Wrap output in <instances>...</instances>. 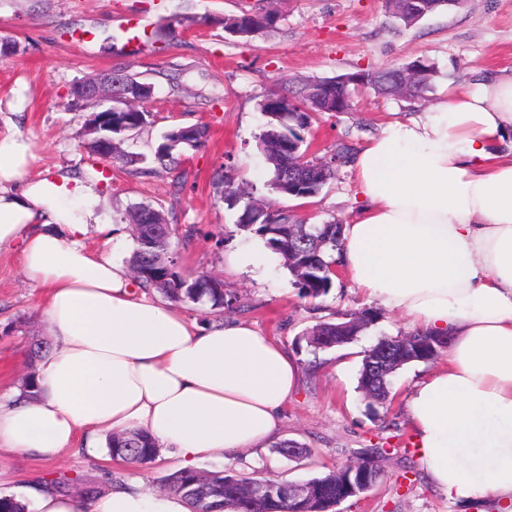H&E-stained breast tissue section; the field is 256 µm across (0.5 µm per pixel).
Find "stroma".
<instances>
[{"mask_svg":"<svg viewBox=\"0 0 512 512\" xmlns=\"http://www.w3.org/2000/svg\"><path fill=\"white\" fill-rule=\"evenodd\" d=\"M255 0H0V40L17 42L16 53L0 54V125L11 122L28 138L35 160L31 178L50 175L68 182L94 181L105 222L120 227L113 254L128 260L134 247L126 220L129 207L163 208L169 223L190 226L188 246L173 245L177 270L208 272L224 282L228 319L243 321L278 341L297 361L302 378L282 407L278 440L305 444L309 452L287 458L266 446L251 459L199 461L202 470L230 468L246 476L303 483L329 469L358 460L379 447L380 481L366 494L341 503L337 512H459L419 470L406 396L415 383L442 367L444 357L398 370L386 404L372 402L358 387L365 354L379 339L405 334L404 319L355 288L348 277L334 280L327 295L302 297L294 277L275 264L238 270L227 257L252 245L255 234L241 229L213 177L231 166L254 196L275 203L312 224L349 223L357 182L350 164L321 193L293 199L270 192L271 169L258 147L264 119L259 104L284 85L332 78L362 69L375 72L417 58L432 64L435 86L427 101L385 98L366 88L350 111L330 112L314 123L308 139L317 156L337 146L356 149L390 122L426 111L448 90L484 72H512V0H466L442 8L417 24L395 22L385 0H275L280 20L274 31L250 40L225 34L220 18L240 13ZM196 21L158 45L147 40L171 16ZM125 69L150 84L144 102L154 121L125 144L149 153L174 125L205 123L208 142L185 151L172 171L130 176L108 163L93 162L81 145L85 113L70 110L72 87L99 74ZM22 273L19 252L0 256V392L19 386L29 367L28 346L47 333L38 322L45 301ZM375 313L370 327L351 343L328 350L310 346L307 332L336 314ZM104 484L130 472L110 454L93 458L66 450L54 463L0 452V491L15 492L34 480L59 476Z\"/></svg>","mask_w":512,"mask_h":512,"instance_id":"35a3bbf8","label":"stroma"}]
</instances>
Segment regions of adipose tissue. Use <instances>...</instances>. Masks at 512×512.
<instances>
[{
	"label": "adipose tissue",
	"instance_id": "1",
	"mask_svg": "<svg viewBox=\"0 0 512 512\" xmlns=\"http://www.w3.org/2000/svg\"><path fill=\"white\" fill-rule=\"evenodd\" d=\"M34 158L0 130V252L19 250L45 289L53 340L37 398L0 397V449L54 461L78 442L93 456L102 434L143 430L188 468L262 447L297 388L295 359L243 322L204 325L136 292L94 185L29 179ZM351 165L365 204L344 228L345 270L409 328L448 339L446 366L406 398L418 466L452 503L512 502V73L451 89ZM25 492L34 512H190L134 482L88 504Z\"/></svg>",
	"mask_w": 512,
	"mask_h": 512
}]
</instances>
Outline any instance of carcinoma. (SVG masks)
Returning <instances> with one entry per match:
<instances>
[{
    "label": "carcinoma",
    "mask_w": 512,
    "mask_h": 512,
    "mask_svg": "<svg viewBox=\"0 0 512 512\" xmlns=\"http://www.w3.org/2000/svg\"><path fill=\"white\" fill-rule=\"evenodd\" d=\"M279 15L271 8L243 10L220 20L225 29H238L243 38L272 30ZM414 68L410 87L403 88L393 82V69L376 72L378 94L416 101L424 98L431 89L436 71L422 59L410 62ZM320 95L309 98L297 92L293 99L288 95H269L259 104L264 117L258 137L259 148L272 166L270 189L282 196L296 199L312 198L336 176V161L346 162L350 151L345 145L330 157L312 156L305 166L308 181L300 185H288L282 172L289 162L304 154L307 143L305 133L325 112H347L351 109L353 92L358 85L343 83L341 77L317 80ZM112 90L130 96L147 93L146 84L137 76L127 73L112 78ZM153 115L144 110L126 112H92L85 127L89 128L90 140L84 148L100 156L98 145L102 138L122 140L129 133L152 123ZM209 126L194 124L170 127L154 148L152 163L164 170H172L178 163L177 150L195 149L207 142ZM147 156L121 151L114 164L132 175H149L154 169L146 166ZM217 194L230 209L238 211L237 224L265 240L267 246L278 253L284 266L294 271L303 268L304 295L312 299L328 293L333 277L328 269L336 265L335 254L343 247V238L336 234L343 231L341 224H307L298 220L288 210L274 207L273 203H260L248 198L246 188L236 183L231 171L217 178ZM131 231L136 247L129 259V266L138 287L154 290L175 304H201L209 306L216 317L224 314L226 291L221 280L201 272L189 279L180 274L168 260L172 240L189 243L193 238L190 227L169 224L162 210L142 204L129 209ZM360 326H348L350 320L341 316L323 321L307 332L308 341L316 349L332 348L346 344L364 332L374 320L370 312L361 314ZM436 337L410 332L399 337L384 338L371 348L363 360L359 377V389L379 404L387 401L393 377L404 365L412 362H428L435 359L444 348L431 351L425 348ZM108 450L115 460H133L149 464L156 460L155 440L141 430L113 435L108 440ZM350 484L348 472L337 467L323 476L305 483L310 497L303 500L295 494V485L271 479H253L229 469L202 471L181 469L163 478L162 489L181 495L191 506L192 512H333L334 506L345 501Z\"/></svg>",
    "instance_id": "carcinoma-1"
}]
</instances>
